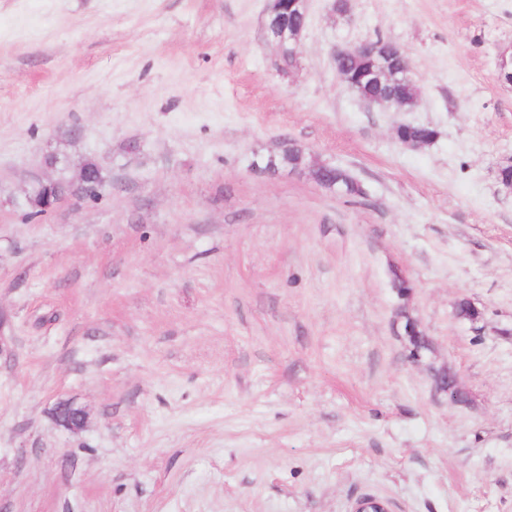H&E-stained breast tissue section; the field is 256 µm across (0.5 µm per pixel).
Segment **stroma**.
<instances>
[{"label": "stroma", "instance_id": "stroma-1", "mask_svg": "<svg viewBox=\"0 0 512 512\" xmlns=\"http://www.w3.org/2000/svg\"><path fill=\"white\" fill-rule=\"evenodd\" d=\"M267 4L0 0V512H512V0H309L286 73ZM377 38L414 111L337 80ZM289 141L364 196L258 169ZM396 272L467 403L410 359ZM366 56H372L370 66L358 74L336 64V61L340 59L359 61ZM330 57L340 83L354 92L368 108L380 106L396 110H411L417 107L419 101L409 109L404 108L394 95L385 98L364 96L395 94L406 101L419 98L418 88L413 81H402L394 87L390 84H381L391 80L392 76L396 74L397 65H400L399 68L403 73H407L413 79L410 59L407 53L397 44L382 42L371 46L370 41L366 40L355 44L334 46L330 52ZM366 81L375 85H367L363 94H361V89ZM56 422L71 432L77 433L87 425V413L82 407L64 402L57 406Z\"/></svg>", "mask_w": 512, "mask_h": 512}]
</instances>
